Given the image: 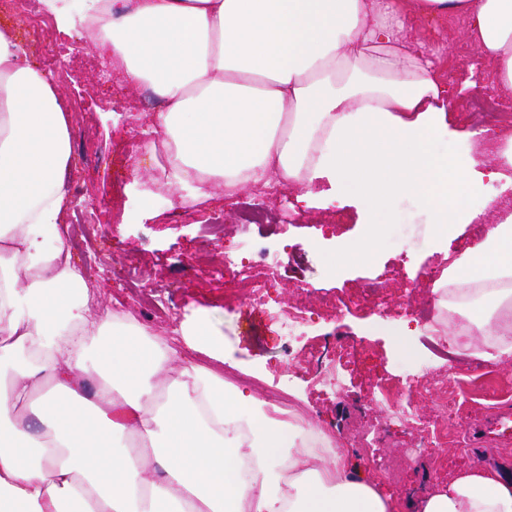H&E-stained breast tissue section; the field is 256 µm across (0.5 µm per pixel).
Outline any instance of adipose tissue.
Returning a JSON list of instances; mask_svg holds the SVG:
<instances>
[{"instance_id": "1", "label": "adipose tissue", "mask_w": 512, "mask_h": 512, "mask_svg": "<svg viewBox=\"0 0 512 512\" xmlns=\"http://www.w3.org/2000/svg\"><path fill=\"white\" fill-rule=\"evenodd\" d=\"M451 14L512 91V0H108L89 40L161 99L151 130L191 200L287 183L311 206L326 183L372 211L419 198L445 235L477 218L468 197L486 176L470 155L429 153L451 102L408 31ZM70 159L57 87L0 26V512H402L345 453L310 449L308 428L92 311L65 240L45 242L69 205ZM473 251L477 267L455 259L448 282L479 294L478 335L512 334V221ZM90 343L104 353L92 389ZM245 456L260 462L250 485ZM413 506L512 512V482L472 465Z\"/></svg>"}]
</instances>
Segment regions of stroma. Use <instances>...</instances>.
Returning a JSON list of instances; mask_svg holds the SVG:
<instances>
[{
  "mask_svg": "<svg viewBox=\"0 0 512 512\" xmlns=\"http://www.w3.org/2000/svg\"><path fill=\"white\" fill-rule=\"evenodd\" d=\"M0 23L14 27L28 62L50 75L61 92L69 119L71 163L69 184L79 187V204L94 214L93 224L71 225L66 243L72 261L88 286L91 308L99 314L118 308L137 310V325L183 347L176 328L205 322L224 348L225 390L249 389L262 396L266 387L293 377L289 388L292 418L309 423L335 437L340 450L359 463L364 474L401 499L417 498L447 481L457 469L474 464L466 444L438 450L418 447L415 431L407 422H384V410L374 401L377 379L398 382L401 399L411 401L424 418L438 414L437 397L412 392L401 379V368L422 359L436 366L467 359L432 354L427 327L415 313L433 302L427 271L445 272L471 238V227L457 226L447 237L425 232L428 211L422 201L399 197L380 218L376 248L368 260L347 263L344 253L364 241L368 226L363 212L353 204L340 206L330 199L319 208L305 209L294 195L275 196L261 186L240 192L237 203L223 207L213 202H181L169 190L150 156L132 159V144H146L152 112L158 104L145 88L120 84L107 73L104 59L91 45L72 53L68 41L79 27L50 23L32 27L23 16L0 14ZM466 22L459 17L417 23L410 36L436 53L435 66L448 80L453 110L448 115L456 137H432L430 148L439 157L453 156L461 147L459 134L471 127L474 96H493L508 102L489 74L470 80L469 65L477 52L465 38ZM56 43L58 53L44 63L41 46ZM265 208L266 225L254 228L242 241L239 228L241 203ZM220 224L217 239L205 241V220ZM253 259L252 275L270 278L275 307L250 304L240 289L236 268L225 266V251ZM204 253L200 265L182 268L184 260ZM278 257L276 266L264 267L266 257ZM139 265L146 273L143 290H154L171 315L140 308L123 271ZM372 282L383 283L391 306L390 317L376 309L354 307L353 302ZM349 302L348 310L313 318L298 342H289L275 317L276 307L295 302L316 306L323 295ZM362 342L344 372L341 389L329 390L305 378H294L298 355L305 350L330 353L336 346ZM479 380L463 374L461 398H469L475 385L495 390L493 409H512V356L487 360Z\"/></svg>",
  "mask_w": 512,
  "mask_h": 512,
  "instance_id": "obj_1",
  "label": "stroma"
}]
</instances>
